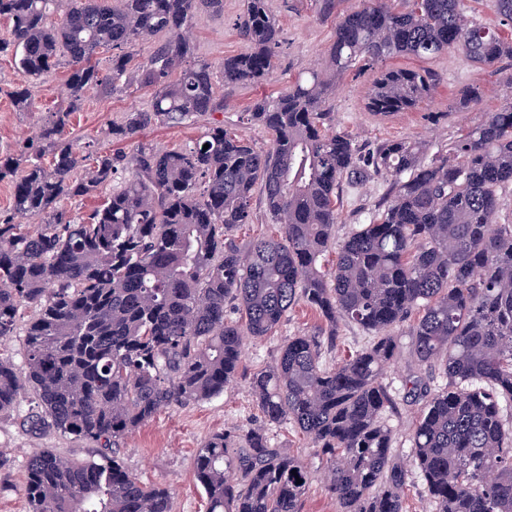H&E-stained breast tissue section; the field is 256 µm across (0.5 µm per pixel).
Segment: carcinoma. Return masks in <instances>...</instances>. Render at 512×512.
<instances>
[{"instance_id": "carcinoma-1", "label": "carcinoma", "mask_w": 512, "mask_h": 512, "mask_svg": "<svg viewBox=\"0 0 512 512\" xmlns=\"http://www.w3.org/2000/svg\"><path fill=\"white\" fill-rule=\"evenodd\" d=\"M58 2L0 0L10 26L0 54L32 82L68 68L67 103L40 128L38 148L0 155V181L13 183L11 213L0 217V339L34 309L25 375L0 352V412L19 408L27 387L37 404L30 427L106 448L174 403L223 393L246 342L304 303L325 319L326 335L288 338L250 387L265 423H293L325 460L339 512H404L410 466L434 512H512V423L503 414L512 407V223L499 221L500 195L512 188V104L431 158L409 141L362 156L326 108L336 74L366 61L454 50L491 66L512 58V40L469 19L464 0H365L339 22L328 72L311 70L254 103L249 120L271 134L269 150L222 125L187 150H160L147 130L224 111L212 65L182 35L198 9L221 12L224 0H65L54 20ZM238 31L247 48L224 59V86L261 84L279 42L268 0H246ZM154 38L129 70L125 49ZM101 49L113 51L105 71ZM134 84L155 89L149 109L103 131L132 151L64 137L89 91ZM434 86L426 71L384 69L367 108L412 109ZM9 96L17 110L32 108L29 89ZM86 161L88 175L75 178ZM119 176L90 213L59 206ZM375 177L390 180L387 198L323 273L343 179ZM257 189L281 232L240 240L234 232L250 223ZM417 310L412 356L420 368L440 366L445 383L404 381L424 401L406 463L392 455L383 418L396 401L382 379L399 351L390 329ZM340 317L373 338L330 366L325 346L336 344ZM194 467L207 512H301L312 479L302 459L254 427L211 436ZM27 472L30 512H172L170 491L114 458L73 462L47 449Z\"/></svg>"}]
</instances>
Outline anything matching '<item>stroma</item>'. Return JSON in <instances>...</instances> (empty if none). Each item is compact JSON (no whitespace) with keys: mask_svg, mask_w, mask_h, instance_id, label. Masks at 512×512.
<instances>
[{"mask_svg":"<svg viewBox=\"0 0 512 512\" xmlns=\"http://www.w3.org/2000/svg\"><path fill=\"white\" fill-rule=\"evenodd\" d=\"M362 5V0H336L334 9L327 12L322 0H269V9L280 27L276 68L270 80L262 85L227 88L223 111L207 113L186 125L152 128L146 134L147 141L162 149H183L193 145L208 127L222 125L256 147L269 149L270 134L248 121V109L257 99L294 83L301 73L320 68L329 55L343 15ZM244 9V0H224L223 13L200 11L193 16L189 34L198 58L216 64L244 51L237 29ZM386 65L430 72L436 83L435 92L414 110L376 117L367 109L372 73L357 76L349 72L337 76L327 108L337 129L352 134L363 153L390 140L417 143L428 156L447 151L454 141L479 125L487 112L512 103V58L505 57L493 66L481 67L451 51L424 61L398 57L387 60ZM27 84V77L12 57L0 55V154L13 152L24 141L35 139L37 119L66 103L65 67H58L41 83L32 86L33 109L20 112L7 92ZM472 85L484 88L486 97L478 106L459 107V92ZM152 97V89L137 86L110 94L91 90L82 109L71 114L64 135L82 143H93L100 151L108 149V142L102 139L103 130L121 122L127 112L148 108ZM388 188V180L381 178L358 186L342 184L337 203L340 214L337 240L346 239L368 221ZM323 325L318 312L297 305L271 336L248 346L237 379L222 394L166 408L110 449L54 430H31L21 411L0 413V512H29L26 464L47 448L75 461L115 457L142 482L168 489L173 497L172 512H206V494L195 478L194 459L198 448L211 435L237 427L264 426L250 388L253 373L268 365L289 337L316 335ZM411 328L408 321L395 328L401 352L383 379L398 402L396 410L387 413L385 420L392 433V451L403 459L412 454L413 423L420 411L419 404L407 399L402 388L404 379L416 369L410 350ZM265 428L272 447L302 457L313 474L303 498L302 512H336L335 501L324 489V464L315 456L308 439L289 422Z\"/></svg>","mask_w":512,"mask_h":512,"instance_id":"35a3bbf8","label":"stroma"}]
</instances>
